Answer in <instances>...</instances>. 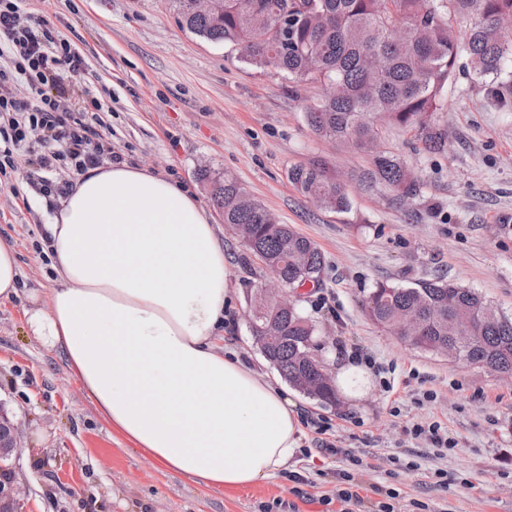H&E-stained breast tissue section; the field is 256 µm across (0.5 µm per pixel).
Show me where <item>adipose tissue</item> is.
I'll list each match as a JSON object with an SVG mask.
<instances>
[{
    "mask_svg": "<svg viewBox=\"0 0 512 512\" xmlns=\"http://www.w3.org/2000/svg\"><path fill=\"white\" fill-rule=\"evenodd\" d=\"M43 243L55 285L34 336L61 351L103 420L187 479L243 488L284 469L301 446L298 404L219 347L232 319L224 246L183 185L125 163L79 174ZM340 397L372 374L332 357Z\"/></svg>",
    "mask_w": 512,
    "mask_h": 512,
    "instance_id": "adipose-tissue-1",
    "label": "adipose tissue"
}]
</instances>
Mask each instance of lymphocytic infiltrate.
Wrapping results in <instances>:
<instances>
[{
    "mask_svg": "<svg viewBox=\"0 0 512 512\" xmlns=\"http://www.w3.org/2000/svg\"><path fill=\"white\" fill-rule=\"evenodd\" d=\"M84 68V56L48 20L20 16L18 0H0V176L25 161L27 132L32 127L42 129L48 147L39 159L43 169L53 170L64 161L81 171L99 164L101 137L81 119L82 113L98 109L99 104L61 79L62 71L78 73ZM20 80L30 85V96H16L13 85ZM63 98L77 100V110L60 109ZM318 445L340 452L346 461V469L337 474L336 501L339 512H354L364 503L362 480L353 471L359 458L352 450H338L326 438Z\"/></svg>",
    "mask_w": 512,
    "mask_h": 512,
    "instance_id": "lymphocytic-infiltrate-1",
    "label": "lymphocytic infiltrate"
}]
</instances>
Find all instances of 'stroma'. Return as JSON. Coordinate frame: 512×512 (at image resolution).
I'll list each match as a JSON object with an SVG mask.
<instances>
[{
  "instance_id": "35a3bbf8",
  "label": "stroma",
  "mask_w": 512,
  "mask_h": 512,
  "mask_svg": "<svg viewBox=\"0 0 512 512\" xmlns=\"http://www.w3.org/2000/svg\"><path fill=\"white\" fill-rule=\"evenodd\" d=\"M20 7L49 20L84 56L79 80L103 106L91 121L105 147L189 186L219 225L235 286V329L225 350L282 384L247 322L250 298L268 273L244 262L245 248L199 178L205 169L235 175L324 253L320 285L302 289L298 301L316 327V354L333 348L381 366L359 406L326 407L297 394L304 450L271 479L217 491L155 465L112 431L63 355L28 326L27 311L47 308L54 286L41 241L51 209L38 187L48 175L71 183L78 174L21 163L0 179V238L14 245L23 283L20 298L0 303V408L24 434L9 474L26 489L25 512H262L276 501L293 503L295 512H327L320 500L334 496L340 462L316 445L323 423L361 459L367 504L383 486L398 491L396 512H413L418 501L432 512H512V379L411 348L363 307L377 283L439 273L512 316V107L498 105L459 60L435 114L448 134L445 153L426 152L399 126L381 129L385 147L423 182L410 208L352 183V209L339 215L318 208L288 172L320 163L338 178L365 158L314 134L279 74L183 29L172 0H21ZM426 390L433 400L418 402ZM432 421L455 440L448 454L409 434ZM440 471L449 491L436 484Z\"/></svg>"
}]
</instances>
